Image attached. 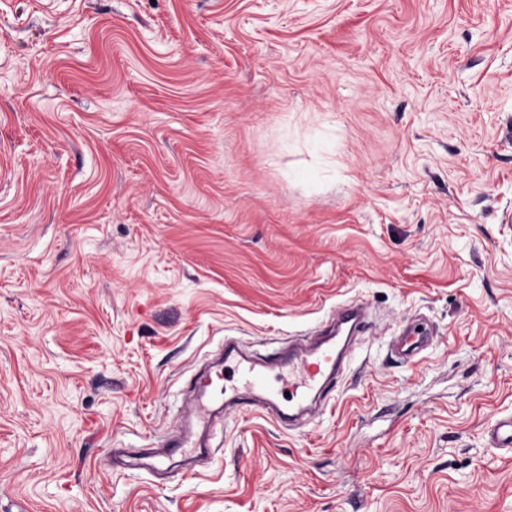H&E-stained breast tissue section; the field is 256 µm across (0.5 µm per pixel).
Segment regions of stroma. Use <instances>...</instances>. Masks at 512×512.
Returning <instances> with one entry per match:
<instances>
[{"label":"stroma","mask_w":512,"mask_h":512,"mask_svg":"<svg viewBox=\"0 0 512 512\" xmlns=\"http://www.w3.org/2000/svg\"><path fill=\"white\" fill-rule=\"evenodd\" d=\"M358 300L321 414L111 469ZM510 415L512 0H0V512H512ZM399 336L394 352L406 359L416 356L432 341V334L420 331L415 326L407 327ZM224 380L226 379L223 368L216 371L205 370L196 377L194 385L200 393V398L191 409L190 414L193 420L189 423L196 422L204 426H209L211 422L210 407L203 399L206 397L208 390L212 394H216L219 391L220 394L224 395L226 392L224 384L220 387L221 381L224 382ZM488 442L494 448L512 454V418L500 421L488 431Z\"/></svg>","instance_id":"35a3bbf8"}]
</instances>
